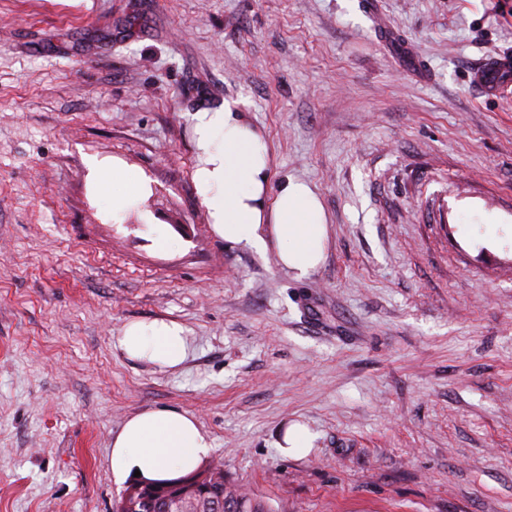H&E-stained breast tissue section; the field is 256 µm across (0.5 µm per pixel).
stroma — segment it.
<instances>
[{
	"mask_svg": "<svg viewBox=\"0 0 512 512\" xmlns=\"http://www.w3.org/2000/svg\"><path fill=\"white\" fill-rule=\"evenodd\" d=\"M502 52L512 0H0V512H114L113 435L167 409L274 512H512V96L469 81ZM226 98L322 200L308 278L212 231L189 114ZM161 318L174 369L117 346ZM99 194L108 206L112 207V216L119 218L128 206L145 190L142 179L125 167L112 160L98 162L94 168ZM313 439V435L307 428L294 425L287 428L283 437V443L280 442L279 448H285L290 455L303 456L312 448Z\"/></svg>",
	"mask_w": 512,
	"mask_h": 512,
	"instance_id": "35a3bbf8",
	"label": "stroma"
}]
</instances>
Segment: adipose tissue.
<instances>
[{"label":"adipose tissue","mask_w":512,"mask_h":512,"mask_svg":"<svg viewBox=\"0 0 512 512\" xmlns=\"http://www.w3.org/2000/svg\"><path fill=\"white\" fill-rule=\"evenodd\" d=\"M196 155L193 182L214 233L226 243L263 254L275 249L279 264L308 276L326 257L327 217L305 181L287 179L271 191L266 139L239 101L190 115ZM99 194L120 217L144 191L142 179L120 162L94 168ZM127 355L166 367L182 364L189 350L173 321L128 324L117 339ZM212 450L197 421L175 410H150L128 418L112 439V467L147 482L173 481L195 471Z\"/></svg>","instance_id":"obj_1"}]
</instances>
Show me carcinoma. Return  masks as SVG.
<instances>
[{
    "mask_svg": "<svg viewBox=\"0 0 512 512\" xmlns=\"http://www.w3.org/2000/svg\"><path fill=\"white\" fill-rule=\"evenodd\" d=\"M221 499L223 512H273L267 503L227 484L219 471L205 478L190 498L181 497L166 482L143 487L129 500L128 512H214Z\"/></svg>",
    "mask_w": 512,
    "mask_h": 512,
    "instance_id": "cac0c4a2",
    "label": "carcinoma"
}]
</instances>
